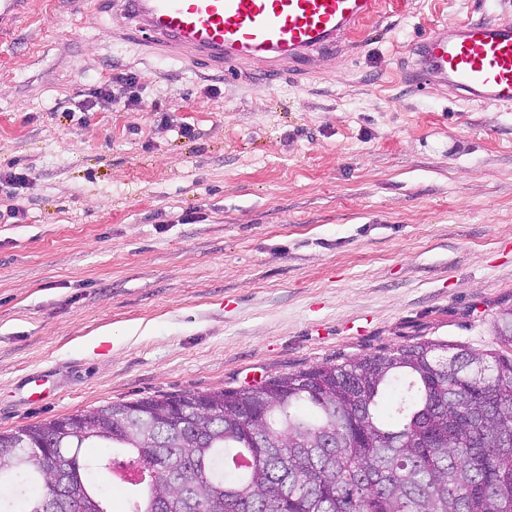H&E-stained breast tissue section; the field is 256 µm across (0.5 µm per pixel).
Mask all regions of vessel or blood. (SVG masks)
Masks as SVG:
<instances>
[{
  "label": "vessel or blood",
  "instance_id": "b4317fda",
  "mask_svg": "<svg viewBox=\"0 0 512 512\" xmlns=\"http://www.w3.org/2000/svg\"><path fill=\"white\" fill-rule=\"evenodd\" d=\"M31 0H0V37ZM75 13L123 20L112 38L136 40L150 54L227 71L259 62L265 73L298 74L314 57L345 47L350 34L380 16L382 0H75ZM410 79L465 101L512 107V19L432 30L410 47Z\"/></svg>",
  "mask_w": 512,
  "mask_h": 512
}]
</instances>
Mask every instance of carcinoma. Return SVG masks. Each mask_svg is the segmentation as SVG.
<instances>
[{
  "label": "carcinoma",
  "instance_id": "1",
  "mask_svg": "<svg viewBox=\"0 0 512 512\" xmlns=\"http://www.w3.org/2000/svg\"><path fill=\"white\" fill-rule=\"evenodd\" d=\"M502 350L422 340L378 355L201 394L224 416H125L133 401L88 411L98 434L73 451L79 479L36 459L0 465V490L40 489L60 512L107 509L118 449L160 460L133 484L130 512H512V306L494 322ZM180 393L145 398L163 410ZM60 419L30 424L39 441ZM96 444L105 452L86 457Z\"/></svg>",
  "mask_w": 512,
  "mask_h": 512
}]
</instances>
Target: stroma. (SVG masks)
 I'll list each match as a JSON object with an SVG mask.
<instances>
[{
  "label": "stroma",
  "mask_w": 512,
  "mask_h": 512,
  "mask_svg": "<svg viewBox=\"0 0 512 512\" xmlns=\"http://www.w3.org/2000/svg\"><path fill=\"white\" fill-rule=\"evenodd\" d=\"M512 0H386L301 76L146 58L33 0L0 42V432L419 342L512 306V109L402 79ZM141 103L77 105L114 74ZM187 123L182 136L167 118ZM195 213L196 223L185 221Z\"/></svg>",
  "instance_id": "35a3bbf8"
}]
</instances>
